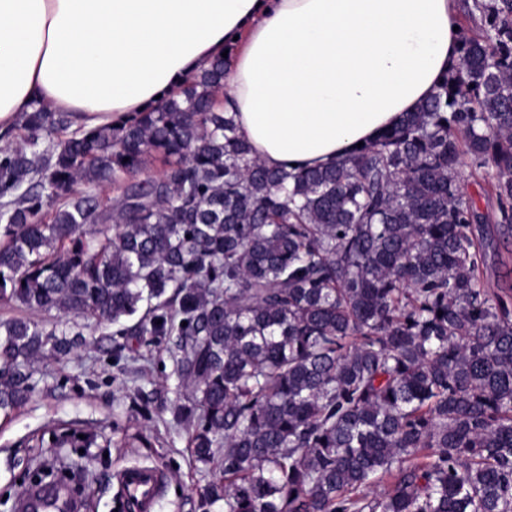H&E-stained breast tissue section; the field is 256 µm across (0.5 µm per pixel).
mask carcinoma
<instances>
[{
    "label": "carcinoma",
    "mask_w": 512,
    "mask_h": 512,
    "mask_svg": "<svg viewBox=\"0 0 512 512\" xmlns=\"http://www.w3.org/2000/svg\"><path fill=\"white\" fill-rule=\"evenodd\" d=\"M465 8L437 92L324 167L253 155L215 105L222 57L117 126L24 113L0 149V303L27 312L0 321V411L89 322H129L172 344L179 397L138 399L184 426L198 512H512V286L484 283L462 187L487 180L512 244V0Z\"/></svg>",
    "instance_id": "1"
}]
</instances>
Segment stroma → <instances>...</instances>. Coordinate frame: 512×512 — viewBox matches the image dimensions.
I'll return each instance as SVG.
<instances>
[{"label":"stroma","mask_w":512,"mask_h":512,"mask_svg":"<svg viewBox=\"0 0 512 512\" xmlns=\"http://www.w3.org/2000/svg\"><path fill=\"white\" fill-rule=\"evenodd\" d=\"M86 338L87 348L39 363L32 398L0 412V512H11L38 462L59 456L56 437L75 431L99 435L77 471L90 512H115L121 498L117 476L134 465L155 467L165 476L153 512H195L196 491L208 476L193 465L185 430L170 413L144 412L132 400L137 387L176 391L168 346L115 336L109 325L91 327ZM135 355L140 377L119 379V368Z\"/></svg>","instance_id":"35a3bbf8"}]
</instances>
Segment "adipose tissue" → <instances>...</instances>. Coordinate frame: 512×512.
Returning <instances> with one entry per match:
<instances>
[{"instance_id":"1","label":"adipose tissue","mask_w":512,"mask_h":512,"mask_svg":"<svg viewBox=\"0 0 512 512\" xmlns=\"http://www.w3.org/2000/svg\"><path fill=\"white\" fill-rule=\"evenodd\" d=\"M455 0H0V132L43 104L93 129L222 55L224 107L268 167L329 165L458 60Z\"/></svg>"}]
</instances>
